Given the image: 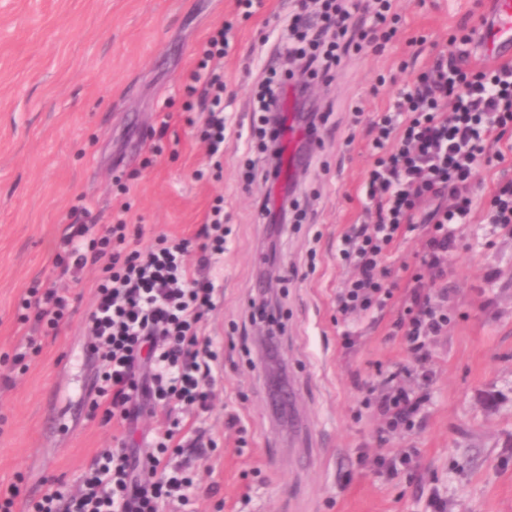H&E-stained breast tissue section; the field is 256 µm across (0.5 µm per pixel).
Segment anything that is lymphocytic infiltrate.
<instances>
[{
	"mask_svg": "<svg viewBox=\"0 0 512 512\" xmlns=\"http://www.w3.org/2000/svg\"><path fill=\"white\" fill-rule=\"evenodd\" d=\"M304 18L289 16L285 40L273 56L293 65L295 83L278 80L276 71H260L259 111L250 138L264 158L254 175L274 185L281 175L288 130L285 109L289 88L307 96L309 81L329 78L350 51L380 52L399 33L395 0H315ZM476 29L460 26L444 49L433 50L427 66L399 88L369 122L366 150L371 163L357 190L363 224L343 234L338 262L355 274L336 297L341 313H365L385 307L394 297L387 264L418 224L428 230L411 281L424 275L439 279L456 244L453 225L466 224L475 209L484 221L512 225V184L496 185L484 199L474 194L480 170L512 163V143L502 131L512 126V63H477L472 59ZM231 25L212 29L201 44V58L189 75L190 94L198 96L204 121L200 139L208 157L224 154L234 119L224 111V74L211 63L232 47ZM130 204H123L111 224L94 230L72 223L62 238L60 277L51 286L29 290L22 300L35 326L54 331L69 306L70 276L97 267L95 305L88 316L91 352L103 365L90 393L91 413L103 421L134 423L145 408H162L168 423L157 429L148 451L110 448L98 453L82 478L77 495L45 494L34 512H158L162 499L188 500L199 487L183 465L171 464L168 450L178 435L189 447L204 450V431L177 418V410L207 412L218 382L219 346L205 333L204 319L218 305L220 287L211 268L224 261V209L214 206L193 237L159 236L140 247L141 228L131 227ZM438 297L413 290L395 324L418 362L428 359L430 340L448 326V312ZM388 380L374 401L387 430L409 424L425 403Z\"/></svg>",
	"mask_w": 512,
	"mask_h": 512,
	"instance_id": "1",
	"label": "lymphocytic infiltrate"
}]
</instances>
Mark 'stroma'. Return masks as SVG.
Returning a JSON list of instances; mask_svg holds the SVG:
<instances>
[{
  "label": "stroma",
  "mask_w": 512,
  "mask_h": 512,
  "mask_svg": "<svg viewBox=\"0 0 512 512\" xmlns=\"http://www.w3.org/2000/svg\"><path fill=\"white\" fill-rule=\"evenodd\" d=\"M396 3L395 46L350 54L337 77L315 82L331 119L296 188L313 220L289 225L272 263L253 206L266 187L244 184L259 154L227 137L214 171L186 123L200 106L185 86L207 33L232 24L234 47L220 62L228 111L250 120L261 45L279 35L293 0H265L250 17L235 0H0V484L19 486L14 512H30L51 489L74 493L100 450L137 442L165 419L143 413L130 434L90 416L95 270L71 290L57 334L17 322L28 288L57 278L70 212L89 203L106 224L131 203L147 245L160 234L193 236L219 198L228 235L210 275L222 293L205 327L222 349L221 368L214 405L196 421L217 446L204 458L187 449L177 457L218 492L186 506L163 500L158 512H512V231L477 221L458 228L440 282L451 320L429 348V400L411 426L386 438L366 400L394 372L405 389L415 386L414 355L388 336L405 297L367 315L336 311L347 277L336 246L361 221L367 124L409 79L402 61L430 58L414 55L409 39L446 43L492 0ZM163 110L171 114L164 137L156 125ZM264 320L280 331L279 363L309 420L300 447L289 445L288 418L270 396ZM348 331L357 336L349 349L341 344ZM30 335L39 349L27 353L25 370L14 369L7 358ZM382 455L410 462L389 474L376 465Z\"/></svg>",
  "instance_id": "1"
}]
</instances>
